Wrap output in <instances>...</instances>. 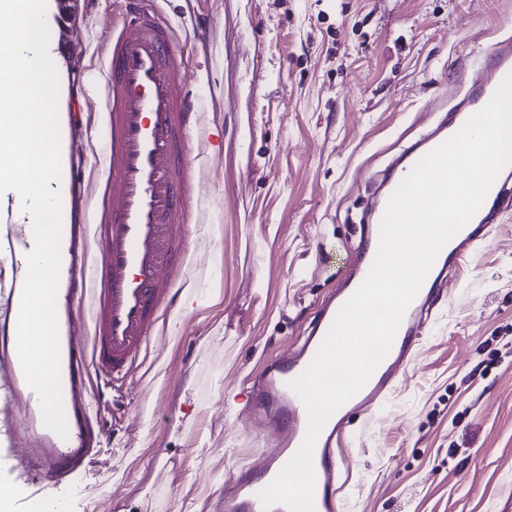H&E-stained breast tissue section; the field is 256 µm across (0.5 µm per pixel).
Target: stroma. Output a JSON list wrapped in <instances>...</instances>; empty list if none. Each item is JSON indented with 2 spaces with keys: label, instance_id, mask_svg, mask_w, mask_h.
Wrapping results in <instances>:
<instances>
[{
  "label": "stroma",
  "instance_id": "1",
  "mask_svg": "<svg viewBox=\"0 0 512 512\" xmlns=\"http://www.w3.org/2000/svg\"><path fill=\"white\" fill-rule=\"evenodd\" d=\"M200 111L188 265L123 391L93 406L102 446L67 485L33 481L16 405L0 403L9 512H219L228 476L278 434L250 404L353 265L398 159L512 36V0H149ZM121 0H80L49 40L66 147L82 171L68 221L103 176L101 72ZM483 239L446 273L417 354L342 443V512H512V180Z\"/></svg>",
  "mask_w": 512,
  "mask_h": 512
}]
</instances>
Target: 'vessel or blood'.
I'll return each mask as SVG.
<instances>
[{
    "label": "vessel or blood",
    "instance_id": "1",
    "mask_svg": "<svg viewBox=\"0 0 512 512\" xmlns=\"http://www.w3.org/2000/svg\"><path fill=\"white\" fill-rule=\"evenodd\" d=\"M125 0L128 17L112 30L111 53L104 71L108 98L102 122L103 208L89 224L97 249L85 264L75 250L61 256L72 269L71 294L84 303L67 313L61 338L60 384L68 435L45 427L37 394L28 386L18 357L0 359V373L24 407L22 425L36 440L41 473L57 483L70 482L92 455L93 435L104 426L85 400L82 374L93 369L99 390L119 391L137 366L159 319L173 303L175 274L186 260L182 222L188 206L184 191L194 160L189 140L198 123V107L184 90V69L169 30L142 7ZM482 86L466 93L453 117L406 158L407 166L458 132L491 99L512 73V42L498 43L485 67ZM389 200L381 198L358 246V264L331 296L300 349L272 360L252 391L253 405L278 427L282 442L262 471H240L224 485V512H287L264 509L260 492L301 446L307 412L290 389L291 380L311 363L341 307L364 282L379 246V227ZM485 230L483 212L440 250L431 271L406 309L387 355L366 384L341 405L322 428L313 450L315 512H341L340 441L353 414L375 406L392 391L398 375L416 354L422 317L434 300L437 271L452 268ZM1 243L17 256L34 246L31 225H9Z\"/></svg>",
    "mask_w": 512,
    "mask_h": 512
}]
</instances>
